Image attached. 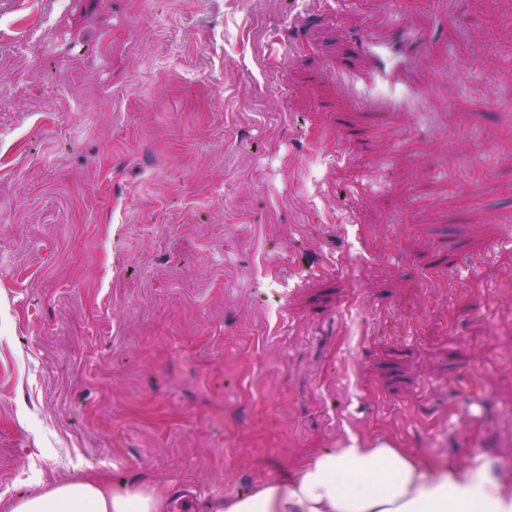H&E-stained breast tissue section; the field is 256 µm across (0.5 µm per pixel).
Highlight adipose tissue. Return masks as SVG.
I'll return each mask as SVG.
<instances>
[{
  "label": "adipose tissue",
  "mask_w": 512,
  "mask_h": 512,
  "mask_svg": "<svg viewBox=\"0 0 512 512\" xmlns=\"http://www.w3.org/2000/svg\"><path fill=\"white\" fill-rule=\"evenodd\" d=\"M168 490L98 477L6 502L7 512H169ZM206 512H512V483L482 458L456 466L383 439H350L305 458L287 482L217 497Z\"/></svg>",
  "instance_id": "adipose-tissue-1"
}]
</instances>
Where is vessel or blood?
Here are the masks:
<instances>
[{
	"label": "vessel or blood",
	"mask_w": 512,
	"mask_h": 512,
	"mask_svg": "<svg viewBox=\"0 0 512 512\" xmlns=\"http://www.w3.org/2000/svg\"><path fill=\"white\" fill-rule=\"evenodd\" d=\"M389 22L393 31L391 40L381 41L363 33L354 40L352 72L361 88L358 104L386 98L410 107L418 101L412 75L422 62L432 32L409 25L395 15Z\"/></svg>",
	"instance_id": "b4317fda"
}]
</instances>
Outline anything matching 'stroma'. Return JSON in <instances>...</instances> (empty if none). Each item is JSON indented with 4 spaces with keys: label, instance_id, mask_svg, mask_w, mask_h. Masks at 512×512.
Here are the masks:
<instances>
[{
    "label": "stroma",
    "instance_id": "stroma-1",
    "mask_svg": "<svg viewBox=\"0 0 512 512\" xmlns=\"http://www.w3.org/2000/svg\"><path fill=\"white\" fill-rule=\"evenodd\" d=\"M306 7L0 0V500L203 512L352 436L512 457V0H403L414 112L350 108L385 0L285 55ZM167 489L144 488L98 477L64 482L39 494L6 502V512H170Z\"/></svg>",
    "mask_w": 512,
    "mask_h": 512
}]
</instances>
